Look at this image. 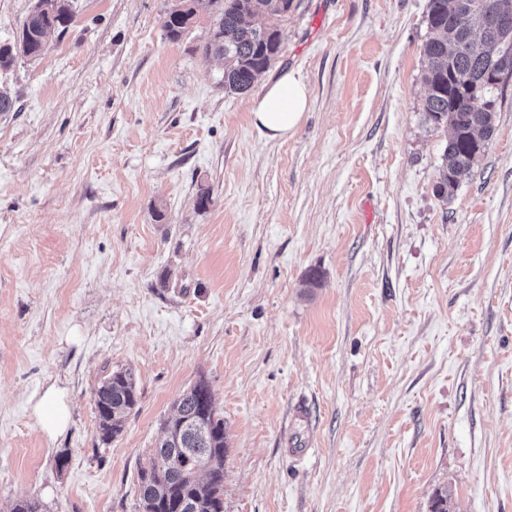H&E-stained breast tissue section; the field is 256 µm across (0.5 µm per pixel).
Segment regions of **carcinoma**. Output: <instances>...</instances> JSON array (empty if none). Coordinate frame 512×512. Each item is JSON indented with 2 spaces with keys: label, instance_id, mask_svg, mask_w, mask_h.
<instances>
[{
  "label": "carcinoma",
  "instance_id": "1",
  "mask_svg": "<svg viewBox=\"0 0 512 512\" xmlns=\"http://www.w3.org/2000/svg\"><path fill=\"white\" fill-rule=\"evenodd\" d=\"M202 1L216 14L203 53L224 60V89L245 93L279 54L278 21L292 0H180L164 22L169 39L192 27ZM72 17L71 0H35L17 41L0 44V68L21 55L41 56ZM428 29L424 112L427 121L450 128L436 184L446 198L494 132L499 93L512 77V0H430ZM93 397L99 439L108 444L138 404L134 372H109ZM227 451L224 418L209 383L200 380L175 400L163 436L138 470L140 512H224Z\"/></svg>",
  "mask_w": 512,
  "mask_h": 512
}]
</instances>
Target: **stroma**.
<instances>
[{
  "label": "stroma",
  "instance_id": "obj_1",
  "mask_svg": "<svg viewBox=\"0 0 512 512\" xmlns=\"http://www.w3.org/2000/svg\"><path fill=\"white\" fill-rule=\"evenodd\" d=\"M175 3L73 0L40 58L0 69V512H139L202 378L224 512H430L444 488L453 512H512V80L445 200L429 0H292L242 94L202 53L207 10L167 37ZM288 71L310 109L270 141L251 109ZM126 367L138 405L105 444L93 387ZM52 386L55 437L34 413ZM61 389L50 387L35 407L42 428L49 435L62 433L68 425L70 412Z\"/></svg>",
  "mask_w": 512,
  "mask_h": 512
}]
</instances>
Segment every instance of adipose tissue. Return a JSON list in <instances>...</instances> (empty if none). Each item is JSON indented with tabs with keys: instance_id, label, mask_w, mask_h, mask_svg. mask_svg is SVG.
Wrapping results in <instances>:
<instances>
[{
	"instance_id": "obj_1",
	"label": "adipose tissue",
	"mask_w": 512,
	"mask_h": 512,
	"mask_svg": "<svg viewBox=\"0 0 512 512\" xmlns=\"http://www.w3.org/2000/svg\"><path fill=\"white\" fill-rule=\"evenodd\" d=\"M307 86L301 76L287 72L267 84L252 109V120L269 140H284L300 125L308 110Z\"/></svg>"
}]
</instances>
